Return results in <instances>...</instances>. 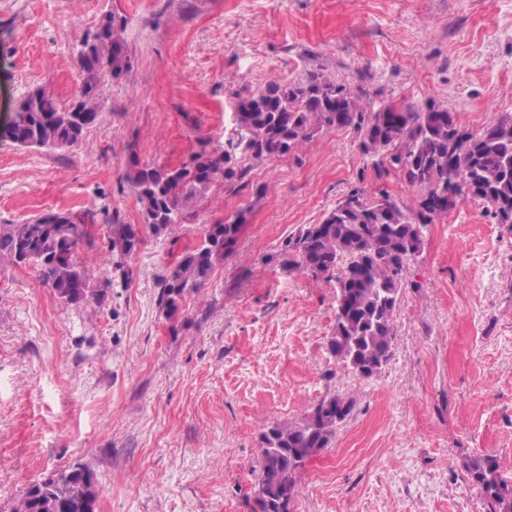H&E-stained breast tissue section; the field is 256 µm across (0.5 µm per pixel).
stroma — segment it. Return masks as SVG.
I'll list each match as a JSON object with an SVG mask.
<instances>
[{"mask_svg":"<svg viewBox=\"0 0 512 512\" xmlns=\"http://www.w3.org/2000/svg\"><path fill=\"white\" fill-rule=\"evenodd\" d=\"M127 19L133 68L107 80L75 147L35 150L7 134L40 90H81L76 48L101 16ZM320 70L371 106H447L478 130L512 113V0H0V224L109 206L140 224L127 162L176 166L231 123L238 93ZM344 128L299 159L216 181L122 266L104 236L79 252L101 303L58 299L29 266L0 267V512L29 483L82 464L97 512H248L260 427L303 416L326 393L356 400L333 443L299 470L291 512H486L467 459L494 457L512 485V225L467 201L428 226L394 311L382 372L338 369L325 349L336 284L272 258L355 186L414 205L398 175L376 179ZM247 222L177 322L162 279L202 227Z\"/></svg>","mask_w":512,"mask_h":512,"instance_id":"1","label":"stroma"}]
</instances>
